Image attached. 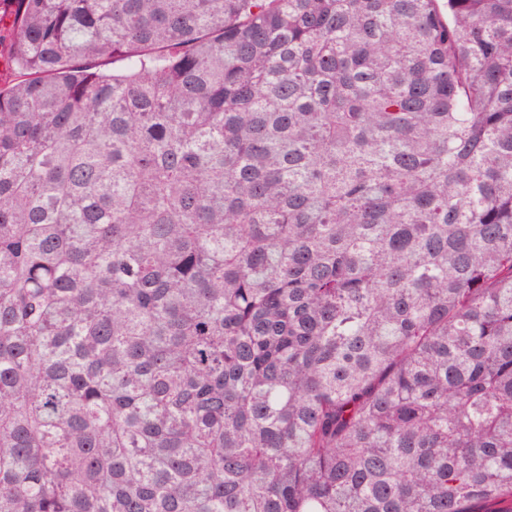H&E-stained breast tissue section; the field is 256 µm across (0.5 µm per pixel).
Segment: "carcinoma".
<instances>
[{"label":"carcinoma","mask_w":512,"mask_h":512,"mask_svg":"<svg viewBox=\"0 0 512 512\" xmlns=\"http://www.w3.org/2000/svg\"><path fill=\"white\" fill-rule=\"evenodd\" d=\"M0 512H512V0H0Z\"/></svg>","instance_id":"carcinoma-1"}]
</instances>
